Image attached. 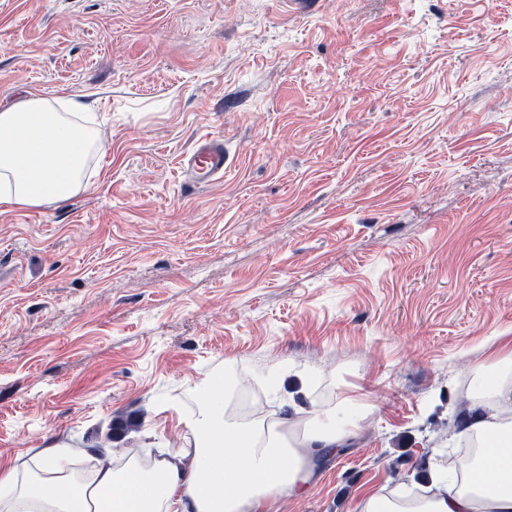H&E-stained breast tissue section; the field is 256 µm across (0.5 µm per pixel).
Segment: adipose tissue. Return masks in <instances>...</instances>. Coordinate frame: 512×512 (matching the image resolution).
I'll use <instances>...</instances> for the list:
<instances>
[{"instance_id": "adipose-tissue-1", "label": "adipose tissue", "mask_w": 512, "mask_h": 512, "mask_svg": "<svg viewBox=\"0 0 512 512\" xmlns=\"http://www.w3.org/2000/svg\"><path fill=\"white\" fill-rule=\"evenodd\" d=\"M80 108L34 94L0 112V203L64 202L82 187L94 134L74 121ZM474 370L479 409L454 435L477 450L468 473L435 471L421 497L402 486L366 492L354 512H512V340ZM193 390L195 407L179 414L192 448L81 480L61 452L23 478L0 465V512H283L309 486L313 461L339 448L371 410L365 399L342 395L303 416L246 420L231 409L230 374L212 372Z\"/></svg>"}]
</instances>
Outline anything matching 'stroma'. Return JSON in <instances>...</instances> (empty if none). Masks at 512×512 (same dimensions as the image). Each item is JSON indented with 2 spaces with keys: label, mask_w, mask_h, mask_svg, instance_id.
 I'll list each match as a JSON object with an SVG mask.
<instances>
[{
  "label": "stroma",
  "mask_w": 512,
  "mask_h": 512,
  "mask_svg": "<svg viewBox=\"0 0 512 512\" xmlns=\"http://www.w3.org/2000/svg\"><path fill=\"white\" fill-rule=\"evenodd\" d=\"M32 92L97 137L71 199L0 203V463L191 447L158 405L231 361L269 416L372 406L285 512L426 489L512 336V0H0V111ZM227 160L223 137L201 136L179 160L181 185L191 190L223 180ZM115 424H117V427H113L114 424L111 423L105 432H103L102 429H97L93 435L95 445L92 446V448H95L94 454L98 460L104 459L106 456V448H112L111 444L114 439V429L129 431L135 429L137 426L136 422L133 420H126L124 422L122 420H116Z\"/></svg>",
  "instance_id": "1"
}]
</instances>
